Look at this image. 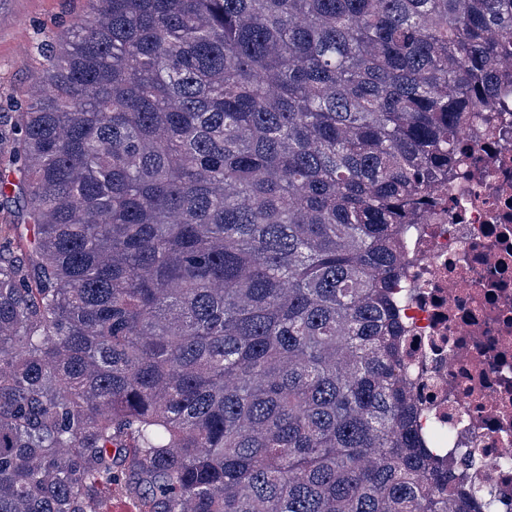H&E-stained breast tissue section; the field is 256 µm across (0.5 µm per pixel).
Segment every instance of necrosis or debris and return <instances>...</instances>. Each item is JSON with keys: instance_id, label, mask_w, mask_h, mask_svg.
Masks as SVG:
<instances>
[{"instance_id": "4bbe7bcc", "label": "necrosis or debris", "mask_w": 512, "mask_h": 512, "mask_svg": "<svg viewBox=\"0 0 512 512\" xmlns=\"http://www.w3.org/2000/svg\"><path fill=\"white\" fill-rule=\"evenodd\" d=\"M482 119L459 129L466 155L407 234L403 358L419 428H449V468L512 512V146Z\"/></svg>"}]
</instances>
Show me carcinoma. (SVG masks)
I'll return each instance as SVG.
<instances>
[{
	"instance_id": "cac0c4a2",
	"label": "carcinoma",
	"mask_w": 512,
	"mask_h": 512,
	"mask_svg": "<svg viewBox=\"0 0 512 512\" xmlns=\"http://www.w3.org/2000/svg\"><path fill=\"white\" fill-rule=\"evenodd\" d=\"M87 4L0 129V512H496L396 288L512 0Z\"/></svg>"
}]
</instances>
